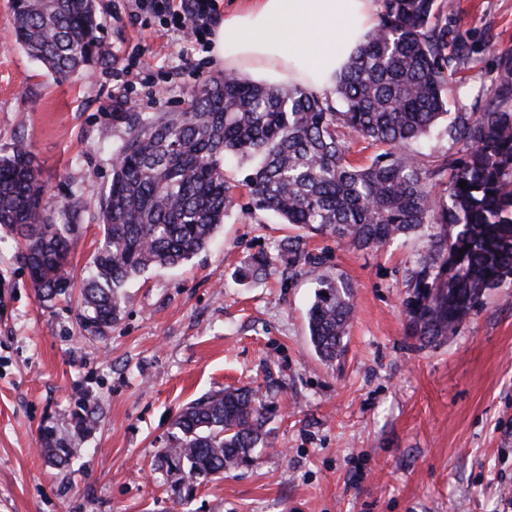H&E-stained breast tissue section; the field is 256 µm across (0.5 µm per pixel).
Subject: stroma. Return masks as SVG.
Segmentation results:
<instances>
[{"label": "stroma", "instance_id": "stroma-1", "mask_svg": "<svg viewBox=\"0 0 512 512\" xmlns=\"http://www.w3.org/2000/svg\"><path fill=\"white\" fill-rule=\"evenodd\" d=\"M439 20L477 45L450 107L479 111L512 49V0H453ZM107 61L52 75L14 41L0 0V151L29 147L46 214L75 227L71 274L82 281L101 238L112 178L113 124L127 112H180L222 72L212 52L100 0ZM247 165L226 163L237 203L209 247L172 269L131 280L119 321L102 336L79 327L78 296L41 300L13 238L0 241V512H505L512 497V287L441 343L405 332L409 273L426 256L418 235L357 250L315 235L293 273L278 245L293 227L254 209ZM267 264L258 279L241 270ZM354 291L347 353L336 367L308 343L316 283ZM258 390L273 445L252 466L201 481L175 501L154 465L177 412L226 387ZM101 408L83 454L46 465L39 437L70 432L75 397Z\"/></svg>", "mask_w": 512, "mask_h": 512}]
</instances>
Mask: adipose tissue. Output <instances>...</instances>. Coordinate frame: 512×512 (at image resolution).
<instances>
[{
	"instance_id": "obj_1",
	"label": "adipose tissue",
	"mask_w": 512,
	"mask_h": 512,
	"mask_svg": "<svg viewBox=\"0 0 512 512\" xmlns=\"http://www.w3.org/2000/svg\"><path fill=\"white\" fill-rule=\"evenodd\" d=\"M377 23L376 0H251L219 23L211 51L225 71L321 91Z\"/></svg>"
}]
</instances>
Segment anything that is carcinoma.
<instances>
[{"mask_svg": "<svg viewBox=\"0 0 512 512\" xmlns=\"http://www.w3.org/2000/svg\"><path fill=\"white\" fill-rule=\"evenodd\" d=\"M368 33L336 86L318 93L275 86L245 74L208 79L187 112H114L126 129L99 219L103 236L80 292V327L102 335L121 315L123 288L154 267H174L204 251L232 207L224 161L251 166V204L298 233L281 242L294 264H309L308 234L355 249L428 231L427 258L412 271L403 301L406 333L431 345L454 334L489 290L512 284V51L494 94L479 112L449 111L458 67L474 52L463 37L433 22L437 0H380ZM16 44L48 71L65 76L104 58L97 0H14ZM456 150L426 165L412 146L441 122ZM350 135L373 149L351 158ZM467 182L460 187V181ZM446 195L433 199V188ZM44 186L31 151L0 153V230L19 244L39 298L75 286L71 225L48 222ZM353 288L319 281L308 309L311 350L327 366L346 351ZM74 435L97 427L99 404L76 398ZM269 405L251 389H221L188 402L174 420L157 468L184 499L197 475L247 467L270 445ZM40 447L55 468L83 449L45 431Z\"/></svg>", "mask_w": 512, "mask_h": 512, "instance_id": "1", "label": "carcinoma"}]
</instances>
